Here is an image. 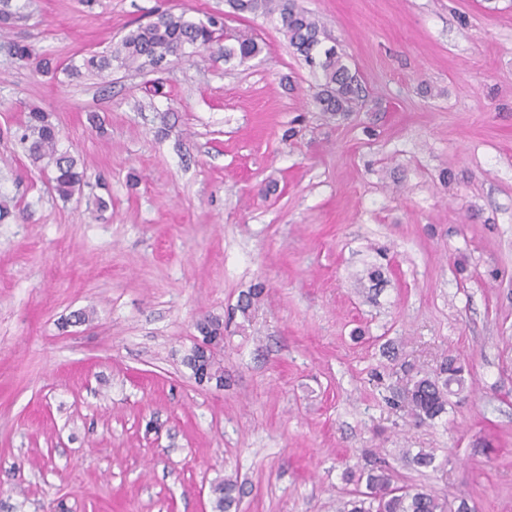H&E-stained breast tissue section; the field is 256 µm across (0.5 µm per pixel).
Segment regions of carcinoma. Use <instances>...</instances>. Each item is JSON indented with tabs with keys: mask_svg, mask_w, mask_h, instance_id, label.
Wrapping results in <instances>:
<instances>
[{
	"mask_svg": "<svg viewBox=\"0 0 512 512\" xmlns=\"http://www.w3.org/2000/svg\"><path fill=\"white\" fill-rule=\"evenodd\" d=\"M232 13L277 17L284 36L297 54L313 69L321 70V83L315 99L321 111L336 116L357 112L365 106L361 87L342 56L335 51L316 55L324 34L323 26L308 11L299 8L296 0H226ZM219 46L224 60L236 59L244 63L258 56L262 46L249 28L226 30L224 22L209 17L194 20L186 13L159 12L145 24L129 30L117 43L103 51H90L80 63L70 62L63 67L68 75L84 74L101 76L112 67L143 70L162 60L180 61L189 56V50L210 49ZM8 53L21 66L36 65L38 71L49 73L58 70L51 59L37 56L32 45L13 41ZM19 140L26 145L29 157L40 162L48 159L54 167L52 188L62 199H67L80 186L84 171L77 170V161L68 152L58 149L60 130L50 115L38 106L25 112L20 126ZM186 365L196 381L224 382V365L216 357L198 360L188 356ZM464 389L463 366L455 358L445 359L440 367L417 375L405 390L411 415L424 422L446 412L448 396L454 390ZM407 465L427 468L435 461L434 454L424 449L403 453ZM365 490L355 492L336 512H473L468 499L460 496L452 502L442 500L432 493L413 486L395 484L393 475L386 469L373 466L366 471ZM240 485L238 480L226 477L211 486L212 512H238Z\"/></svg>",
	"mask_w": 512,
	"mask_h": 512,
	"instance_id": "1",
	"label": "carcinoma"
}]
</instances>
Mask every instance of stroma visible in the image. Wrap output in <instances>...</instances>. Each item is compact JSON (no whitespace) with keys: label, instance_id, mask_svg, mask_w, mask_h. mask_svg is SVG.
I'll return each instance as SVG.
<instances>
[{"label":"stroma","instance_id":"35a3bbf8","mask_svg":"<svg viewBox=\"0 0 512 512\" xmlns=\"http://www.w3.org/2000/svg\"><path fill=\"white\" fill-rule=\"evenodd\" d=\"M296 3L368 107L324 114L277 22L226 0H13L5 39L58 62L159 8L263 50L71 79L0 48V512H208L227 476L240 512H336L369 457L512 512V0ZM29 105L87 169L69 200L17 140ZM207 316L220 390L184 363ZM449 356L465 391L415 422L405 368Z\"/></svg>","mask_w":512,"mask_h":512}]
</instances>
